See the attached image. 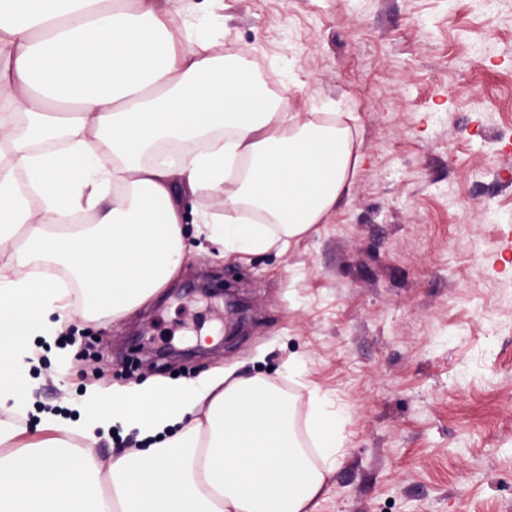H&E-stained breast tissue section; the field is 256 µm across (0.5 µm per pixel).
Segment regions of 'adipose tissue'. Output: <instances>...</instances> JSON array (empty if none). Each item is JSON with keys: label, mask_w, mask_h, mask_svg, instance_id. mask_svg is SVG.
<instances>
[{"label": "adipose tissue", "mask_w": 512, "mask_h": 512, "mask_svg": "<svg viewBox=\"0 0 512 512\" xmlns=\"http://www.w3.org/2000/svg\"><path fill=\"white\" fill-rule=\"evenodd\" d=\"M219 38L161 0H0V403L26 399L35 339L76 313L121 318L173 278L185 195L223 196L197 232L242 259L285 251L348 192V128L261 95ZM68 407L36 437L0 422V512H315L344 446L314 401L312 461L292 398L261 376L93 386ZM118 425L145 445L101 463L92 447Z\"/></svg>", "instance_id": "1"}]
</instances>
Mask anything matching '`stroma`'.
<instances>
[{"label": "stroma", "mask_w": 512, "mask_h": 512, "mask_svg": "<svg viewBox=\"0 0 512 512\" xmlns=\"http://www.w3.org/2000/svg\"><path fill=\"white\" fill-rule=\"evenodd\" d=\"M194 8L290 111L335 114L361 161L327 223L240 260L201 244L148 305L74 317L29 398L90 386L262 375L342 415L345 445L316 512H512V0H166ZM223 283L232 313L203 289ZM153 362L151 373L138 364Z\"/></svg>", "instance_id": "stroma-1"}]
</instances>
